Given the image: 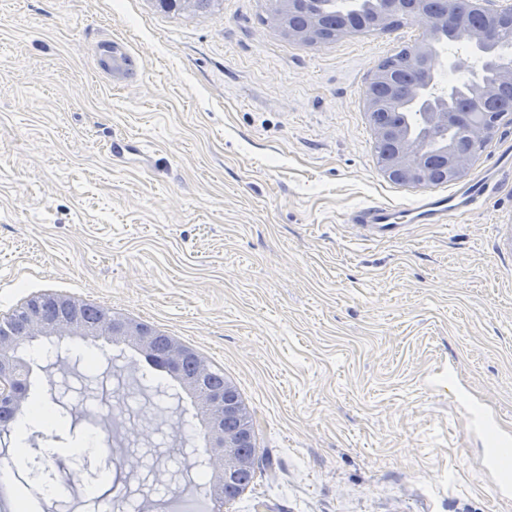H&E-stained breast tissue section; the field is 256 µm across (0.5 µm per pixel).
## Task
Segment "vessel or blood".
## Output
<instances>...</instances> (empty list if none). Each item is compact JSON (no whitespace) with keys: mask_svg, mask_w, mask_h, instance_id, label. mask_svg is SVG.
I'll return each mask as SVG.
<instances>
[{"mask_svg":"<svg viewBox=\"0 0 512 512\" xmlns=\"http://www.w3.org/2000/svg\"><path fill=\"white\" fill-rule=\"evenodd\" d=\"M102 72L130 73L134 61L125 45L105 40L96 47ZM494 180L493 172H485L477 181L443 195L426 198L415 207L396 210L385 205H370L347 215L348 223L361 228L371 241L390 242L404 238L418 225H446L454 217L470 213L481 198L488 195ZM471 432L489 438L490 448L484 449L482 466L491 480L496 501H512V426L482 402L470 400L467 408Z\"/></svg>","mask_w":512,"mask_h":512,"instance_id":"vessel-or-blood-1","label":"vessel or blood"}]
</instances>
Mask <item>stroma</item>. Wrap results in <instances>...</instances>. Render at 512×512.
Returning <instances> with one entry per match:
<instances>
[{
	"label": "stroma",
	"mask_w": 512,
	"mask_h": 512,
	"mask_svg": "<svg viewBox=\"0 0 512 512\" xmlns=\"http://www.w3.org/2000/svg\"><path fill=\"white\" fill-rule=\"evenodd\" d=\"M424 33L307 45L269 0H0V318L55 293L222 368L272 462L225 512H507L463 408L427 381L453 362L512 424V169L470 214L397 242L345 222L454 189L390 181L365 112L378 64ZM107 36L133 75L98 73ZM115 135L154 152L113 160ZM60 343L65 366L41 362L29 396L65 413L67 453L32 512H167L189 398L140 393L132 347ZM118 394L135 420L110 412Z\"/></svg>",
	"instance_id": "1"
}]
</instances>
